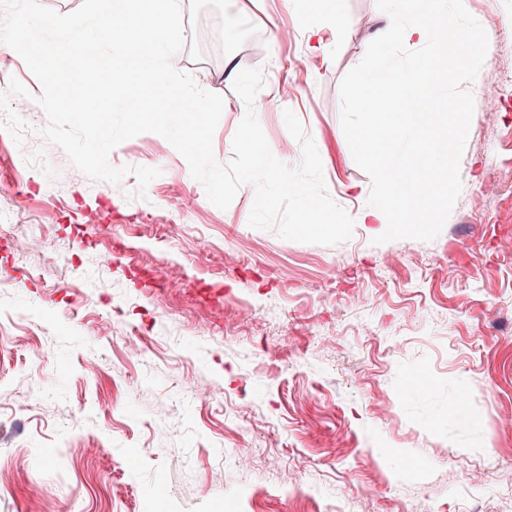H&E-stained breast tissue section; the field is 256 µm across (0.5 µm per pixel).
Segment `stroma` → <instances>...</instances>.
Listing matches in <instances>:
<instances>
[{"label":"stroma","instance_id":"stroma-1","mask_svg":"<svg viewBox=\"0 0 512 512\" xmlns=\"http://www.w3.org/2000/svg\"><path fill=\"white\" fill-rule=\"evenodd\" d=\"M180 5L182 69L224 100L216 160L246 113L228 68L262 69L356 214L371 180L340 82L385 23L376 0H339L344 34L324 55L291 0ZM464 5L489 46L462 190L429 242L378 245L369 224L335 246L253 228L254 192L219 209L155 133L109 155L160 169L145 198L134 176L90 179L45 144L42 87L0 44V92L15 78L32 95L35 158L18 165L0 129V204L18 220L0 244V512H42L45 489L63 512H512V0ZM284 110L256 118L294 168ZM411 379L425 391L406 394Z\"/></svg>","mask_w":512,"mask_h":512}]
</instances>
